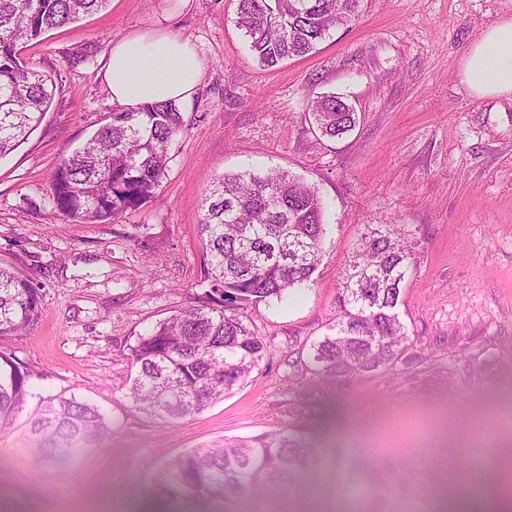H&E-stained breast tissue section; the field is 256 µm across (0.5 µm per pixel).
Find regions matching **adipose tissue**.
Listing matches in <instances>:
<instances>
[{"label":"adipose tissue","instance_id":"obj_1","mask_svg":"<svg viewBox=\"0 0 512 512\" xmlns=\"http://www.w3.org/2000/svg\"><path fill=\"white\" fill-rule=\"evenodd\" d=\"M201 74L202 61L188 41L148 32L113 42L103 79L119 106H182L192 99ZM460 74L471 96L512 100V15L488 26L469 47Z\"/></svg>","mask_w":512,"mask_h":512}]
</instances>
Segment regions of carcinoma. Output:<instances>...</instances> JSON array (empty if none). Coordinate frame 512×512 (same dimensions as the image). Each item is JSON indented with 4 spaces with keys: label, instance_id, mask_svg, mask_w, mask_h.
<instances>
[{
    "label": "carcinoma",
    "instance_id": "obj_1",
    "mask_svg": "<svg viewBox=\"0 0 512 512\" xmlns=\"http://www.w3.org/2000/svg\"><path fill=\"white\" fill-rule=\"evenodd\" d=\"M363 0H238L237 26L264 67L312 52L331 31L350 24ZM106 0H0V157L41 123L54 97L51 76L24 67L21 45L75 23ZM311 115L330 139L353 130L358 114L342 98L314 100ZM185 128L172 104L114 111L80 147L61 158L50 181L53 208L72 223H105L155 197L169 149ZM318 191L286 171L244 170L213 182L198 232L205 249L202 303L158 323L130 348L135 375L129 398L164 423L203 411L238 388L267 349L266 337L243 319L253 303L280 301L313 281L324 234ZM413 260L403 224H368L340 282L338 317L330 334L312 342L309 369L317 378L362 376L399 362L409 349L400 319L401 288ZM40 292L0 266V336L29 326ZM30 371L0 354V426L24 425L43 462L56 464L100 446L109 431L94 405L63 394L33 393ZM310 448L285 431L226 439L162 467L151 497L208 502L227 494H279L311 471ZM374 487L351 475L344 498L360 502Z\"/></svg>",
    "mask_w": 512,
    "mask_h": 512
}]
</instances>
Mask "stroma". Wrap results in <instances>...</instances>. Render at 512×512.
<instances>
[{
    "mask_svg": "<svg viewBox=\"0 0 512 512\" xmlns=\"http://www.w3.org/2000/svg\"><path fill=\"white\" fill-rule=\"evenodd\" d=\"M238 0H108L97 13L20 51L51 74L41 124L0 158V264L41 289L37 319L0 337L33 373L34 392L75 394L110 426L61 480L39 463L22 424L0 428V512H134L167 461L227 437L273 430L318 439L330 462L319 512H345L361 470L378 492L360 512H439L441 499L492 476L512 481V103L471 96L458 63L512 0H364L362 13L311 54L262 67L236 26ZM166 31L203 62L156 197L102 224L50 203L61 159L115 106L103 79L113 41ZM93 54L76 62L79 52ZM335 94L358 113L330 140L310 104ZM280 169L326 203L311 287L250 305L270 348L242 386L167 424L129 397V352L156 323L199 304L201 205L214 179ZM403 224L414 263L400 315L405 362L362 377L313 378L310 343L336 319L341 273L365 225Z\"/></svg>",
    "mask_w": 512,
    "mask_h": 512,
    "instance_id": "obj_1",
    "label": "stroma"
}]
</instances>
